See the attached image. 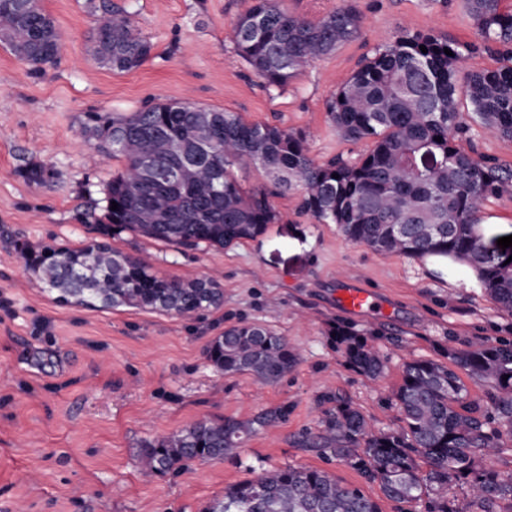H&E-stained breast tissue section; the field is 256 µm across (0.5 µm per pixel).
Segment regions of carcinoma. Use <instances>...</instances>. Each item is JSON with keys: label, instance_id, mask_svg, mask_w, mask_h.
Returning <instances> with one entry per match:
<instances>
[{"label": "carcinoma", "instance_id": "1", "mask_svg": "<svg viewBox=\"0 0 512 512\" xmlns=\"http://www.w3.org/2000/svg\"><path fill=\"white\" fill-rule=\"evenodd\" d=\"M282 2L253 0L232 29L237 54L275 87L354 38L361 26L351 4L310 20L289 13ZM501 2L467 0L473 41L400 29L362 61L326 104L330 123L345 139L372 141L371 151L356 163L336 157L319 165L300 132L248 123L236 112L189 101L93 116L97 151L123 162L108 186L107 223L177 245L238 244L278 220L270 194L244 190L233 175L235 167H253L279 187L299 191V213L339 225L355 244L464 262L496 307L512 314V262H507L512 254L486 259L478 233L481 202L512 197V166L476 158L456 144L468 129L465 110L512 139V10ZM0 30L11 51L36 70L59 52L60 32L40 0H0ZM151 51L123 9L100 25L92 46L100 66L119 72L139 68ZM483 53L497 67L465 66ZM24 259L37 284L81 307L125 306L190 319L224 300L214 280L160 276L106 243L44 247L25 252ZM206 353L217 371L248 372L265 384L296 364L287 340L257 323L224 329ZM345 357L365 375L382 372L377 351L363 342L348 343ZM448 359V365L430 360L404 365L392 392L403 426L377 430L359 409L338 400L309 445L348 463L394 501L424 500L428 512H474L476 506L480 512H512V477L481 465L499 448L500 427L512 435V341L472 343ZM457 367L491 384L486 401L467 399ZM276 419L266 414L253 423L197 421L147 441L140 452L142 470L163 474L189 460H221L236 452L254 425L268 427ZM421 459L429 466L424 474ZM205 512H381V507L325 469L288 466L225 487L224 497Z\"/></svg>", "mask_w": 512, "mask_h": 512}]
</instances>
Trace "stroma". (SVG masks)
<instances>
[{"label": "stroma", "instance_id": "obj_1", "mask_svg": "<svg viewBox=\"0 0 512 512\" xmlns=\"http://www.w3.org/2000/svg\"><path fill=\"white\" fill-rule=\"evenodd\" d=\"M361 16L357 37L285 87L265 86L228 34L252 0H41L61 33L40 74L0 44V512H204L227 485L284 466L324 468L363 487L382 512H426L385 499L349 465L305 445L340 395L380 429L397 424L389 397L404 363L447 362L478 337L512 339L477 275L441 256L407 258L348 241L337 225L296 213L299 194L273 196L280 221L228 247L169 245L98 222L121 161L97 156L85 134L92 114H128L175 100L239 113L302 132L310 156L355 160L368 142L345 141L327 100L360 60L401 28L474 38L465 0H345ZM127 10L149 40L150 58L130 72L93 59L92 36L113 8ZM52 172L43 185L25 172ZM486 243L512 235V199L479 207ZM150 264L159 275L209 278L224 303L187 320L131 307L87 309L58 301L25 269L23 252L92 241ZM378 291L389 314L356 317L336 304L341 281ZM258 323L294 347V368L273 384L225 375L206 348L225 327ZM365 341L385 361L367 377L350 367L341 335ZM284 416L256 429L237 453L143 476L140 446L199 420Z\"/></svg>", "mask_w": 512, "mask_h": 512}]
</instances>
